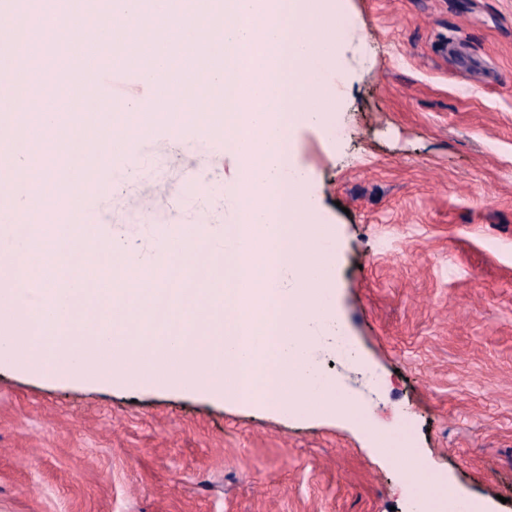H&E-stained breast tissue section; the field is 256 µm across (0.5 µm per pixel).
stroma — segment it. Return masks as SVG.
I'll list each match as a JSON object with an SVG mask.
<instances>
[{
  "label": "stroma",
  "mask_w": 512,
  "mask_h": 512,
  "mask_svg": "<svg viewBox=\"0 0 512 512\" xmlns=\"http://www.w3.org/2000/svg\"><path fill=\"white\" fill-rule=\"evenodd\" d=\"M336 141L297 126L296 160L336 253L332 303L356 360L324 378L366 418L210 400L137 376L59 380L0 360V512H415L396 434L454 497L512 512V0H339ZM122 192L164 212L187 174L238 158L188 133L176 165Z\"/></svg>",
  "instance_id": "1"
}]
</instances>
